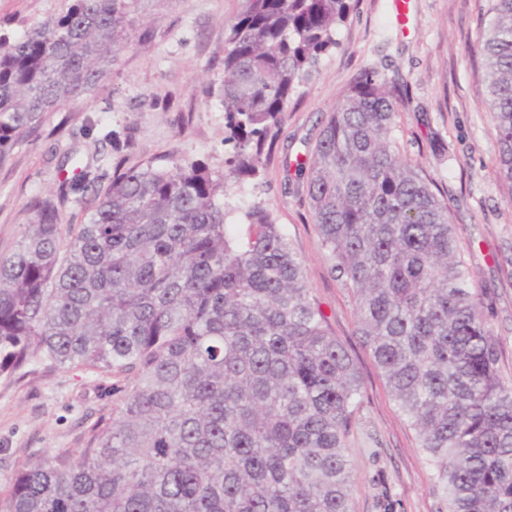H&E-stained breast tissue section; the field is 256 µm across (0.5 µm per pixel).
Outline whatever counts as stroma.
<instances>
[{
  "instance_id": "stroma-1",
  "label": "stroma",
  "mask_w": 512,
  "mask_h": 512,
  "mask_svg": "<svg viewBox=\"0 0 512 512\" xmlns=\"http://www.w3.org/2000/svg\"><path fill=\"white\" fill-rule=\"evenodd\" d=\"M70 0H0V34L17 38L66 10ZM243 0H138L130 41L110 72L0 163V255L11 253L52 199L63 231L77 230L115 170L200 161L223 173L227 26ZM491 0H352L337 34L293 97L264 164L261 185L237 187L233 230L243 214L269 208L301 257L307 285L335 335L350 347L364 398L347 442L351 512H446L415 432L400 417L384 377L356 334L353 303L329 271L295 161L312 155L344 92L363 73L397 95L395 138L403 156L445 199L474 274L487 322L500 342L499 371L512 381V193L495 174L498 137L476 51ZM118 143L110 145L106 133ZM87 190H75L76 171ZM131 378L50 363L0 377V493L19 469L85 447L100 418L119 412Z\"/></svg>"
}]
</instances>
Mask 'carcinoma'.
<instances>
[{"instance_id": "obj_1", "label": "carcinoma", "mask_w": 512, "mask_h": 512, "mask_svg": "<svg viewBox=\"0 0 512 512\" xmlns=\"http://www.w3.org/2000/svg\"><path fill=\"white\" fill-rule=\"evenodd\" d=\"M478 41L512 191V0ZM137 0H71L0 34V162L89 91L128 44ZM351 0H244L224 42V174L116 173L60 256L54 203L0 255V376L43 361L131 375L75 454L19 470L0 512H350L347 438L364 381L273 213L229 231L231 189L261 178L288 105L338 45ZM396 101L364 73L301 166L356 335L416 432L447 512H512V385L448 202L401 154Z\"/></svg>"}]
</instances>
